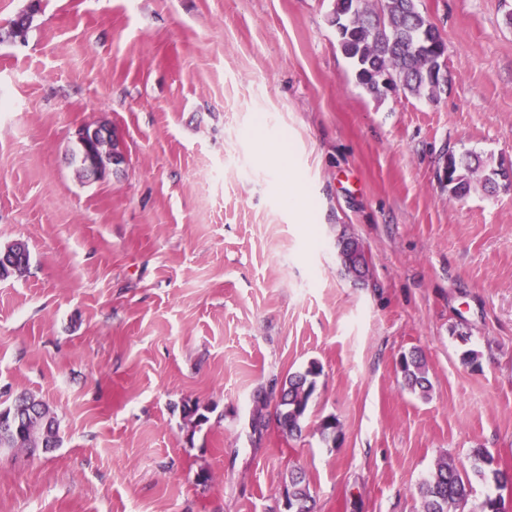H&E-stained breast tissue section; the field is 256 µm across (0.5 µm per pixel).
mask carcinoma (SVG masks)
Masks as SVG:
<instances>
[{
    "label": "carcinoma",
    "mask_w": 512,
    "mask_h": 512,
    "mask_svg": "<svg viewBox=\"0 0 512 512\" xmlns=\"http://www.w3.org/2000/svg\"><path fill=\"white\" fill-rule=\"evenodd\" d=\"M332 23L338 32L339 45L356 71L358 83L368 93L383 95L379 78L384 73L393 76L395 85L417 97L433 99L438 86L433 81L429 61L417 49L424 36L436 31L435 26L422 14L417 0H333ZM99 164L107 166L110 159L120 155L115 131H109L101 144ZM79 172L90 175L93 162L88 156L86 141L79 140L78 151L73 156ZM457 169L458 181L449 193L455 198L468 195L473 175H484L487 163L473 155L448 154ZM30 251L27 243L16 240L0 248V280H6L27 270ZM400 370L405 387L428 397L431 383L427 377L426 362L422 353L413 350L402 355ZM320 369L316 364L304 372L293 373L279 390L275 418L283 435L294 438L302 435V422L309 400L315 390V378ZM273 392L260 390L254 396L256 416L252 429L262 433L266 420L262 413ZM9 424L13 432L0 433L1 448H24L45 452L59 444V429L55 416L44 402L31 396L20 395L12 404L1 408L0 421ZM472 468L476 475L492 472L498 487L512 483V474L493 467L494 458L482 448L472 452ZM288 508L293 512H313V497L305 476L297 471L288 477ZM423 512H456L460 502L469 499L471 481L452 459L444 458L436 464L432 475L419 486Z\"/></svg>",
    "instance_id": "cac0c4a2"
}]
</instances>
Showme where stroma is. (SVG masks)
<instances>
[{"label":"stroma","mask_w":512,"mask_h":512,"mask_svg":"<svg viewBox=\"0 0 512 512\" xmlns=\"http://www.w3.org/2000/svg\"><path fill=\"white\" fill-rule=\"evenodd\" d=\"M29 2L0 0V248L30 250L0 281V406L42 400L60 444L0 452V512H288L292 469L315 512H422L440 458L512 472V189L437 178L449 152L512 167V0H418L432 100L368 94L332 0H41L13 39ZM100 124L124 162L79 177ZM313 362L301 437L270 407L253 435L256 391ZM400 370L405 387L412 392H419L424 398L429 396L431 383L427 377L426 362L422 353L413 350L403 354L400 360Z\"/></svg>","instance_id":"stroma-1"}]
</instances>
